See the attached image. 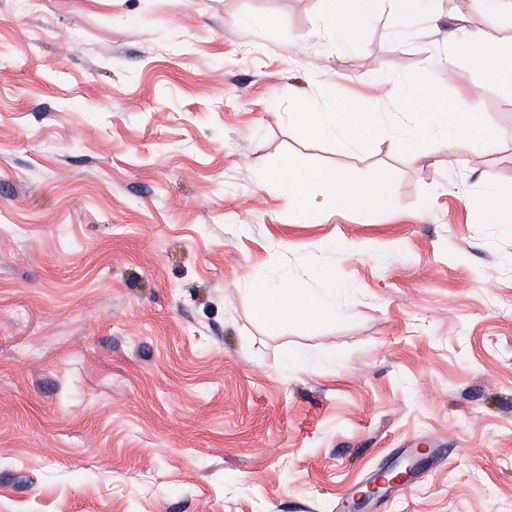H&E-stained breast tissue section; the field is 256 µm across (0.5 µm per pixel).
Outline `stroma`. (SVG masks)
I'll use <instances>...</instances> for the list:
<instances>
[{
	"label": "stroma",
	"mask_w": 512,
	"mask_h": 512,
	"mask_svg": "<svg viewBox=\"0 0 512 512\" xmlns=\"http://www.w3.org/2000/svg\"><path fill=\"white\" fill-rule=\"evenodd\" d=\"M428 5L370 0L337 50L322 0H0V512H512V229L474 207L512 184V90L461 49L512 14ZM429 88L487 138L394 150ZM357 93L359 153L288 122ZM281 156L385 169L389 204L301 223ZM312 255L343 316L257 318L250 283L316 287ZM410 446L414 487L358 503Z\"/></svg>",
	"instance_id": "stroma-1"
}]
</instances>
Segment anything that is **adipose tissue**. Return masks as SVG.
<instances>
[{"label":"adipose tissue","mask_w":512,"mask_h":512,"mask_svg":"<svg viewBox=\"0 0 512 512\" xmlns=\"http://www.w3.org/2000/svg\"><path fill=\"white\" fill-rule=\"evenodd\" d=\"M372 17L367 0H325L323 23L326 31L336 33L339 40L355 36L370 24ZM464 53L485 81L512 87V66L504 65L502 42L498 39H480L468 42ZM415 114L424 117L436 115L440 138L457 134L470 139L486 138L488 131L479 120L478 112L460 116L455 104L425 92L415 103ZM289 118L316 137L335 141L344 151L359 152L372 128L377 124L376 113L362 108L352 100L340 107H325L309 111L305 103H297ZM270 180L285 189L289 207L306 210L311 195H319L323 202L341 209L354 204L384 202L385 171H377L371 183L364 184L347 178L333 169L306 171L290 159L275 162L269 172ZM319 285L304 288L298 282H256L251 288L253 309L260 318L278 322L288 320L313 328L334 320L339 314L337 301L347 292V285L336 277V265L327 262L317 271Z\"/></svg>","instance_id":"obj_1"}]
</instances>
